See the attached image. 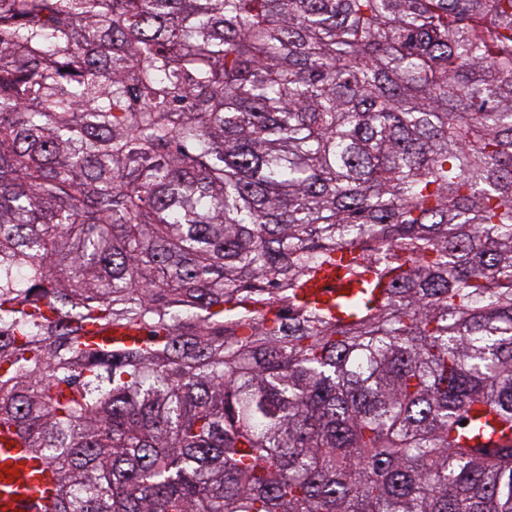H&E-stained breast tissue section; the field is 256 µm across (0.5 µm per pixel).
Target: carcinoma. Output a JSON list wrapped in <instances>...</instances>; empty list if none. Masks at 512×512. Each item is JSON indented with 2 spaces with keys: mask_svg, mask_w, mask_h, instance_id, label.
Segmentation results:
<instances>
[{
  "mask_svg": "<svg viewBox=\"0 0 512 512\" xmlns=\"http://www.w3.org/2000/svg\"><path fill=\"white\" fill-rule=\"evenodd\" d=\"M2 426L54 512H512V0H0ZM309 286L319 299L327 301L334 299L337 293L346 289V281L337 276L336 265H333L319 273Z\"/></svg>",
  "mask_w": 512,
  "mask_h": 512,
  "instance_id": "obj_1",
  "label": "carcinoma"
}]
</instances>
